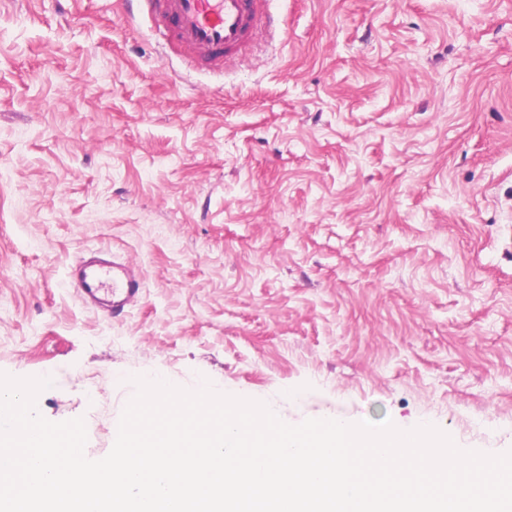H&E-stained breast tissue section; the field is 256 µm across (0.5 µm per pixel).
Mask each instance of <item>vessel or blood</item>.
Instances as JSON below:
<instances>
[{
  "label": "vessel or blood",
  "instance_id": "1",
  "mask_svg": "<svg viewBox=\"0 0 512 512\" xmlns=\"http://www.w3.org/2000/svg\"><path fill=\"white\" fill-rule=\"evenodd\" d=\"M152 12L190 55L217 61L238 53L258 26V12L269 0H137ZM83 296L121 314L141 293L143 281L128 266L92 262L75 272Z\"/></svg>",
  "mask_w": 512,
  "mask_h": 512
}]
</instances>
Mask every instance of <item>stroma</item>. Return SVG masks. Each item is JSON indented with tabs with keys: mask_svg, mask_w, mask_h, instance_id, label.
Wrapping results in <instances>:
<instances>
[{
	"mask_svg": "<svg viewBox=\"0 0 512 512\" xmlns=\"http://www.w3.org/2000/svg\"><path fill=\"white\" fill-rule=\"evenodd\" d=\"M272 13L218 72L129 0H0V373L92 460L136 375L512 450V0ZM83 296L104 307L110 314H121L135 302L143 286L142 277L117 262H92L74 274Z\"/></svg>",
	"mask_w": 512,
	"mask_h": 512,
	"instance_id": "35a3bbf8",
	"label": "stroma"
}]
</instances>
